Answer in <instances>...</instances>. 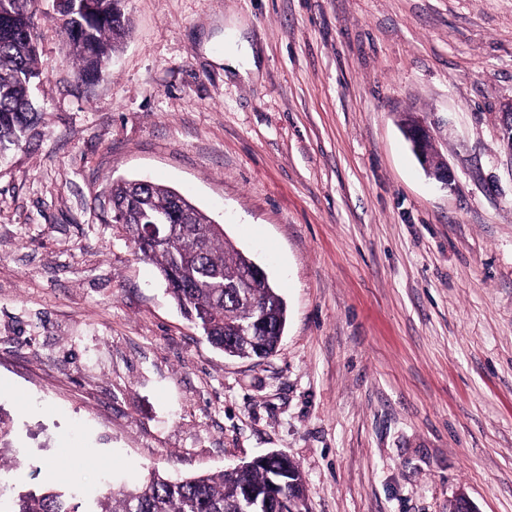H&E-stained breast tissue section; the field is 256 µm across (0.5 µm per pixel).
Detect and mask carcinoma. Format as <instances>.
I'll return each instance as SVG.
<instances>
[{
  "label": "carcinoma",
  "mask_w": 512,
  "mask_h": 512,
  "mask_svg": "<svg viewBox=\"0 0 512 512\" xmlns=\"http://www.w3.org/2000/svg\"><path fill=\"white\" fill-rule=\"evenodd\" d=\"M37 0H0V150L21 141L37 120L31 89L43 75L37 54L40 20ZM69 25L76 77L91 83L100 77L129 35L122 0H93L97 16L84 14L77 0ZM111 222L122 227L137 255L153 263L167 291L208 342L238 358H262L276 352L286 324V305L272 284L250 287L246 275L253 260L224 239L194 204L174 189L151 182L112 183ZM175 215L177 227L163 243L138 237L135 224H152ZM251 460L218 474L186 479L152 475L139 486H108L96 512H302L304 476ZM274 483L283 485L280 500L264 496ZM0 512H79L52 489L20 494Z\"/></svg>",
  "instance_id": "obj_1"
}]
</instances>
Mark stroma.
Segmentation results:
<instances>
[{
    "mask_svg": "<svg viewBox=\"0 0 512 512\" xmlns=\"http://www.w3.org/2000/svg\"><path fill=\"white\" fill-rule=\"evenodd\" d=\"M104 79L39 6L41 119L0 152L8 492L93 512L106 483L278 452L308 512H512V0H124ZM242 22L255 77L215 62ZM439 123L451 188L400 124ZM171 186L287 305L225 356L137 256L114 179Z\"/></svg>",
    "mask_w": 512,
    "mask_h": 512,
    "instance_id": "35a3bbf8",
    "label": "stroma"
}]
</instances>
